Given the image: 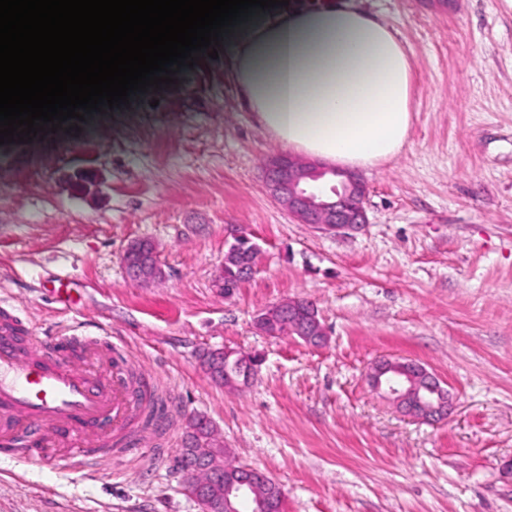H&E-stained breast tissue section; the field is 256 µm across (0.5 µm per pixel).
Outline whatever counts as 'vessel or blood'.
I'll return each instance as SVG.
<instances>
[{"label":"vessel or blood","instance_id":"1","mask_svg":"<svg viewBox=\"0 0 512 512\" xmlns=\"http://www.w3.org/2000/svg\"><path fill=\"white\" fill-rule=\"evenodd\" d=\"M92 358L110 366L100 379L74 365L62 349L30 337L26 353L11 338H0V456L20 446L61 469L97 463L113 436L125 432L136 404L126 374L111 354L92 350Z\"/></svg>","mask_w":512,"mask_h":512}]
</instances>
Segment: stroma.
<instances>
[{
  "mask_svg": "<svg viewBox=\"0 0 512 512\" xmlns=\"http://www.w3.org/2000/svg\"><path fill=\"white\" fill-rule=\"evenodd\" d=\"M361 5L409 48L414 78L408 145L360 173L359 230L296 223L266 194L263 162L284 148L222 57L79 130L0 145V303L24 332L117 345L171 411L163 435L93 465L0 457V512H199L177 464L195 416L280 485L284 512H512V0ZM229 224L259 253L227 296ZM139 239L160 283L125 276ZM289 298L315 304L325 344L255 328ZM206 348L260 354L251 386L212 381ZM382 357L424 365L453 410H396L366 380Z\"/></svg>",
  "mask_w": 512,
  "mask_h": 512,
  "instance_id": "obj_1",
  "label": "stroma"
}]
</instances>
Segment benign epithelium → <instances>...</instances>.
Here are the masks:
<instances>
[{
	"instance_id": "benign-epithelium-1",
	"label": "benign epithelium",
	"mask_w": 512,
	"mask_h": 512,
	"mask_svg": "<svg viewBox=\"0 0 512 512\" xmlns=\"http://www.w3.org/2000/svg\"><path fill=\"white\" fill-rule=\"evenodd\" d=\"M341 177L334 196L324 199L308 189V182L322 176L314 164L278 155L265 164L264 185L267 194L288 210L300 224L321 226L327 230H352L367 223L364 201L367 188L355 173L334 172ZM242 234H232L227 249L241 255V275L255 271L258 247L245 252L239 247ZM126 276L137 284L156 282L163 270L154 246L146 241L131 243L123 254ZM256 328L266 336L278 337L283 331L319 346L326 333L316 307L303 300L286 299L261 310ZM202 367L213 379L227 387L247 386L258 365L256 356L232 349H207L200 355ZM372 388L405 413L421 420L436 421L447 416L452 406L450 394L440 380L423 365L411 361L381 359L368 373ZM223 445L212 444L201 465L182 469L184 489L199 505L201 512H236L237 500L255 498L259 512H282L284 493L269 483V476L255 468L224 464Z\"/></svg>"
}]
</instances>
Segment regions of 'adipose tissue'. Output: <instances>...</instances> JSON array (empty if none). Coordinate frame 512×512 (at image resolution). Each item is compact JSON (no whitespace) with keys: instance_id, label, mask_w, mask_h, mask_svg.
Masks as SVG:
<instances>
[{"instance_id":"adipose-tissue-1","label":"adipose tissue","mask_w":512,"mask_h":512,"mask_svg":"<svg viewBox=\"0 0 512 512\" xmlns=\"http://www.w3.org/2000/svg\"><path fill=\"white\" fill-rule=\"evenodd\" d=\"M224 43L248 108L289 151L357 169L404 149L410 53L354 0H290L234 26Z\"/></svg>"}]
</instances>
